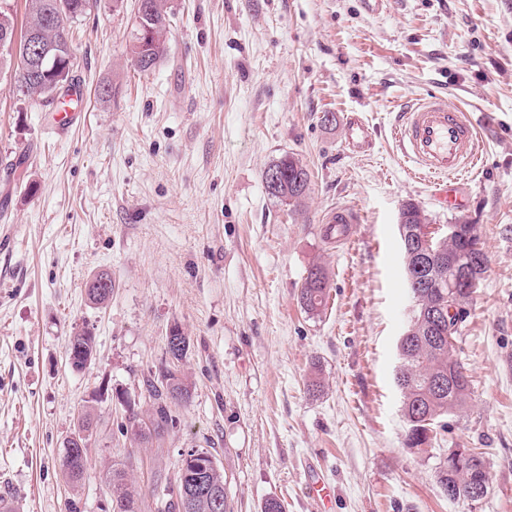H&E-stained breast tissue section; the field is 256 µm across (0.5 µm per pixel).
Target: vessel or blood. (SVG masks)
Returning <instances> with one entry per match:
<instances>
[{
  "label": "vessel or blood",
  "mask_w": 512,
  "mask_h": 512,
  "mask_svg": "<svg viewBox=\"0 0 512 512\" xmlns=\"http://www.w3.org/2000/svg\"><path fill=\"white\" fill-rule=\"evenodd\" d=\"M344 128L349 152L372 148L374 131L364 116L347 115ZM395 139L405 159L414 162L424 176L439 182L443 204L451 210L462 209L465 200L452 177L476 155L477 131L469 113L448 105L439 96L419 100L404 109L395 127ZM325 222L329 234L342 239L358 224L359 215L353 208L342 206L330 211Z\"/></svg>",
  "instance_id": "vessel-or-blood-1"
}]
</instances>
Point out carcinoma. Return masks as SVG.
Instances as JSON below:
<instances>
[{
	"instance_id": "carcinoma-1",
	"label": "carcinoma",
	"mask_w": 512,
	"mask_h": 512,
	"mask_svg": "<svg viewBox=\"0 0 512 512\" xmlns=\"http://www.w3.org/2000/svg\"><path fill=\"white\" fill-rule=\"evenodd\" d=\"M27 17L24 26H17L14 13L0 12V37L14 35L25 38L36 31L42 50L53 57L59 56L60 73L68 76L67 86H72L73 70L76 59L69 33L75 18L62 16L59 12V0H26ZM149 7L148 28L141 29L142 23L133 25L131 35V55L135 68L140 72L152 70L166 50L167 33L170 22L169 0H145ZM10 77V90L29 99H39L47 107H58L61 96H50L46 83L55 80L56 75L37 78V60L34 58L18 59L13 62L11 56L0 55V70ZM270 169L279 173V183L272 187L265 185L267 193L290 204L300 202L309 191L310 174L306 166L292 154L279 158ZM409 236L417 235L422 225L429 223L428 216L419 205L409 202L405 205ZM470 230L461 225L459 231L441 241L433 249L452 254L465 262L474 254ZM407 288L413 291L414 309L410 317L405 336L400 339V365L396 382L400 388L403 401L402 413L407 424L406 445L410 448H427L437 440V427L441 419L465 406L470 398L469 376L461 373L464 364L452 358L459 335V325L471 303L475 289H455L462 303L451 300L445 304V316L439 318L438 303L441 293L448 292V284L457 278L455 270L447 265H431L414 257L405 263ZM329 292V275L319 265L312 266L304 278L299 292V303L309 313L317 314L325 306ZM172 330L179 336V345L166 347L170 362L159 377L146 379L149 397L152 400L148 420H143L135 413L127 418L126 431L135 439H144L150 434L156 436L167 426L177 421L172 405L186 403L190 399V390L185 384L179 370V362L186 358L190 349V340L177 326ZM82 348L88 357H93L95 338L91 332L80 330L69 337L66 349ZM210 468L205 475L207 485L224 490V474L212 453L205 450ZM60 467L69 468V484L81 486L86 475V468L80 462V456L63 455ZM486 467L482 453L470 449V458L451 466L439 465L436 480L446 494L453 492L451 501L473 500L472 484L478 475V468ZM111 488L112 512H136V501L127 482V474L122 469H113L107 474ZM167 512H216L211 498L203 493L190 500L187 506L179 507V502L166 501Z\"/></svg>"
}]
</instances>
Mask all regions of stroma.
I'll list each match as a JSON object with an SVG mask.
<instances>
[{"label":"stroma","mask_w":512,"mask_h":512,"mask_svg":"<svg viewBox=\"0 0 512 512\" xmlns=\"http://www.w3.org/2000/svg\"><path fill=\"white\" fill-rule=\"evenodd\" d=\"M170 6L167 53L148 73L129 50L136 0H101L74 23L84 95L64 132L0 74V496L13 512H69L75 496L107 512L106 474L122 467L137 512H165L163 487L198 448L224 472L228 512L271 497L317 512L310 475L334 490L327 512H512V0H390L380 14L362 0ZM430 95L478 130L457 211L410 178L391 135L401 108ZM351 112L375 129L359 155L342 149ZM286 153L311 176L297 205L264 187ZM408 201L432 224L480 225L488 258L455 351L470 399L419 451L405 445L394 380L413 306L397 227ZM341 206L360 222L336 241L324 219ZM316 264L330 288L312 315L298 295ZM99 271L112 275L104 307L85 293ZM175 325L191 343V398L174 427L138 442L126 419L147 418L144 380ZM82 328L96 347L76 371L66 344ZM88 407L98 426L75 491L59 460ZM448 448L483 449L481 501L442 495Z\"/></svg>","instance_id":"35a3bbf8"}]
</instances>
